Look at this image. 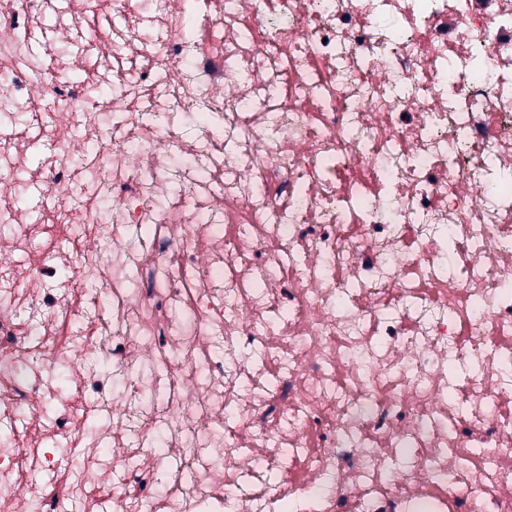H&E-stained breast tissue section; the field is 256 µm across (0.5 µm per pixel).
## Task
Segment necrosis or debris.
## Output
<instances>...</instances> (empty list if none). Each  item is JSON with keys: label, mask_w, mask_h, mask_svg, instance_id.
Returning <instances> with one entry per match:
<instances>
[{"label": "necrosis or debris", "mask_w": 512, "mask_h": 512, "mask_svg": "<svg viewBox=\"0 0 512 512\" xmlns=\"http://www.w3.org/2000/svg\"><path fill=\"white\" fill-rule=\"evenodd\" d=\"M105 2L0 0V512H512V0Z\"/></svg>", "instance_id": "1"}]
</instances>
